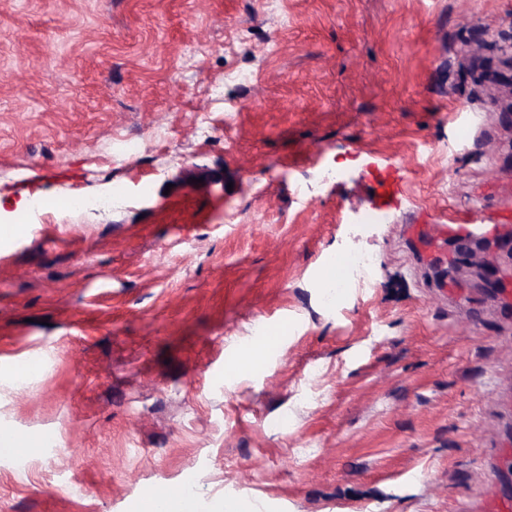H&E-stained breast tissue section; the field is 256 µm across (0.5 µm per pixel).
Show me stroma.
<instances>
[{
	"instance_id": "stroma-1",
	"label": "stroma",
	"mask_w": 512,
	"mask_h": 512,
	"mask_svg": "<svg viewBox=\"0 0 512 512\" xmlns=\"http://www.w3.org/2000/svg\"><path fill=\"white\" fill-rule=\"evenodd\" d=\"M509 45L512 0H0V220L52 215L0 240V424L34 443L0 457V512L189 480L263 512H486L512 308L414 227L512 229ZM116 183L112 211L58 206ZM351 249L372 281L329 299ZM46 204V199L40 195L31 196L24 209H21L16 212L14 217L13 224H4L10 225L5 226L3 229L0 227V234H5V236H17L23 234L27 227L21 224H32L33 218L38 216H47L48 208Z\"/></svg>"
}]
</instances>
